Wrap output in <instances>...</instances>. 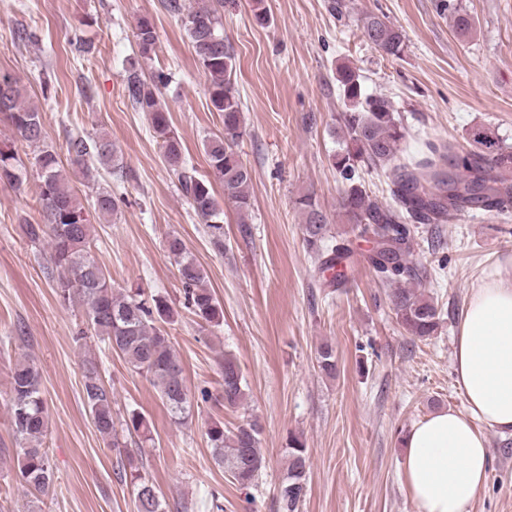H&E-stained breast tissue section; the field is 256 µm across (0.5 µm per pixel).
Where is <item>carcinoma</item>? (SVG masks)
Here are the masks:
<instances>
[{"mask_svg": "<svg viewBox=\"0 0 512 512\" xmlns=\"http://www.w3.org/2000/svg\"><path fill=\"white\" fill-rule=\"evenodd\" d=\"M163 6L181 16L190 44L208 82L213 108L224 117V133L208 138L204 151L213 175L223 184L224 202L231 204L239 222L247 223L252 173L236 150L242 136L241 100L234 81L235 53L224 39L220 9L224 0H194L187 7L182 0H163ZM453 18L458 37L474 31L472 17L454 0L445 4ZM363 36L386 55L397 56L404 48L402 32L379 16L362 19ZM135 37L141 54L154 50L158 36L150 18H139ZM336 81L343 93L345 110L338 124L343 147L332 158L333 166L346 182L340 209L347 223L361 228L373 239L365 259L377 278L392 286L393 311L400 326L411 336L427 340L441 322L442 310L422 290V275L410 248L413 224H447L461 212L483 210L505 212L512 209V151L500 145L487 131L475 128L469 134L470 148L460 150L446 141H429L421 157L408 161L403 144L408 131L392 101L382 95L367 94L359 75L350 67L337 70ZM168 75L156 71L143 79L135 69L127 76L126 90L132 105L147 114L161 140L163 157L177 175L181 190L191 208L205 225L213 248L224 252V224L221 220L212 182L185 166L179 135L171 129L169 112L161 104V87ZM0 115L8 122L15 138L39 147L33 157L38 172L37 201L40 221L24 225L28 240L44 247L46 277L55 285L60 300L70 307L84 308L86 328L74 336L79 346L93 336L123 357L130 368L145 376L159 392L174 422L183 424L192 414V403L183 367L165 325L174 321L168 302L143 292L117 293L112 280L91 255L90 224L82 200L69 186L60 169L55 151L40 147L46 130L42 113L25 101L26 89L11 75H0ZM66 151L70 165L88 174L97 164L122 174L112 141L80 132L69 133ZM379 166L388 171L391 203L372 199L358 179V167ZM14 151L0 148V184L18 186L23 181ZM303 214V239L309 252L321 258L318 274L324 285L335 288L348 280L357 261L346 247L328 248L330 224L310 195L299 200ZM116 210V200L108 192L94 201L98 217L106 219ZM168 256L177 267L185 307L201 330L220 322L222 308L206 284V275L188 251L184 241L171 235L166 241ZM321 373H336V355L331 345L317 351ZM221 399L224 407L235 408L245 399L246 382L236 359L224 354ZM82 396L95 429L107 444L120 447L112 412V392L104 385L99 364L90 358L83 363ZM10 423L17 448L15 476L31 493L42 494L53 483L54 472L43 448L48 428L43 379L36 364L26 358L16 361L10 375L7 398ZM125 427L144 437L150 435L146 416L136 410L128 413ZM206 438L215 463L224 468L232 482L247 487L265 467L260 448L261 427L251 420L225 433L224 423H207ZM288 467L278 488L286 512L296 508L306 490L308 451L297 436L288 441ZM134 487L136 512H164L163 500L155 485L139 470L122 471Z\"/></svg>", "mask_w": 512, "mask_h": 512, "instance_id": "carcinoma-1", "label": "carcinoma"}]
</instances>
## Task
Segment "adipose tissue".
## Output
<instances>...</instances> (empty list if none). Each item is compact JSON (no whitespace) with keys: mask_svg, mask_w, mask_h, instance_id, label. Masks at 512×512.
Here are the masks:
<instances>
[{"mask_svg":"<svg viewBox=\"0 0 512 512\" xmlns=\"http://www.w3.org/2000/svg\"><path fill=\"white\" fill-rule=\"evenodd\" d=\"M454 359L465 410L436 411L401 440L415 512H471L488 477V432L512 436V279L489 276L472 290Z\"/></svg>","mask_w":512,"mask_h":512,"instance_id":"1","label":"adipose tissue"}]
</instances>
